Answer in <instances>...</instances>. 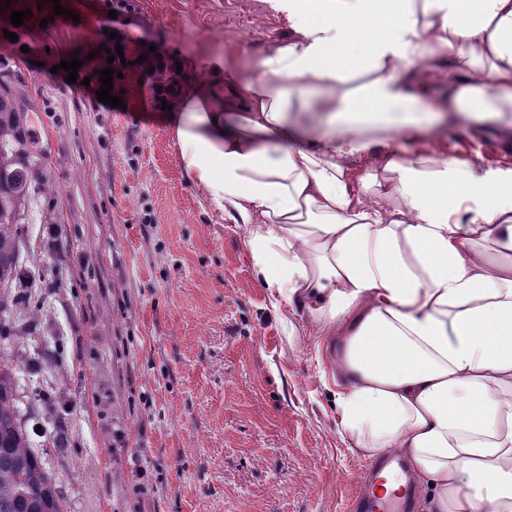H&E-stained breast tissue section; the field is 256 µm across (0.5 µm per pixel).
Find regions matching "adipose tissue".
Here are the masks:
<instances>
[{"instance_id": "obj_1", "label": "adipose tissue", "mask_w": 512, "mask_h": 512, "mask_svg": "<svg viewBox=\"0 0 512 512\" xmlns=\"http://www.w3.org/2000/svg\"><path fill=\"white\" fill-rule=\"evenodd\" d=\"M266 3L293 35L255 74L181 60L202 74L169 115L183 171L244 225L270 297L329 338L349 448L407 460L425 512H512V167L395 147L449 113L512 112V0ZM436 64L448 92L422 113Z\"/></svg>"}]
</instances>
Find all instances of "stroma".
<instances>
[{"label": "stroma", "mask_w": 512, "mask_h": 512, "mask_svg": "<svg viewBox=\"0 0 512 512\" xmlns=\"http://www.w3.org/2000/svg\"><path fill=\"white\" fill-rule=\"evenodd\" d=\"M12 0L32 10L26 51L0 38V76L27 97L44 187L25 206L16 292L48 284L34 335L16 339V391L36 444L51 448L67 512H349L366 461L341 433L324 339L297 308H273L242 225L187 180L167 120L139 72L122 106L90 98L106 0ZM120 35L167 56L219 51L253 74L293 32L265 0H130ZM83 56L79 82L60 61ZM505 126L456 116L400 141L406 154L512 165ZM146 478H138V468Z\"/></svg>", "instance_id": "35a3bbf8"}]
</instances>
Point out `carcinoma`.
<instances>
[{
    "label": "carcinoma",
    "mask_w": 512,
    "mask_h": 512,
    "mask_svg": "<svg viewBox=\"0 0 512 512\" xmlns=\"http://www.w3.org/2000/svg\"><path fill=\"white\" fill-rule=\"evenodd\" d=\"M22 105L0 89V345L32 331L25 316L39 310L46 295L11 290L20 276V222L26 203L40 190V159L23 130ZM22 361L0 353V512H67L57 478L33 447L15 404Z\"/></svg>",
    "instance_id": "carcinoma-1"
}]
</instances>
